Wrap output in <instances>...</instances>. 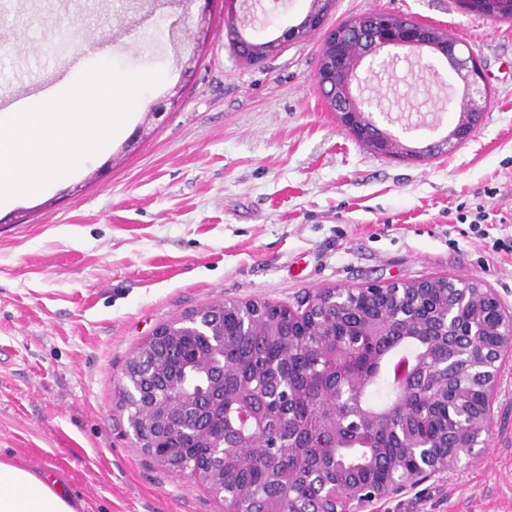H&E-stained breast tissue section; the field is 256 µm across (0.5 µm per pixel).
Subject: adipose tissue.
Here are the masks:
<instances>
[{
  "mask_svg": "<svg viewBox=\"0 0 512 512\" xmlns=\"http://www.w3.org/2000/svg\"><path fill=\"white\" fill-rule=\"evenodd\" d=\"M84 508L57 476L0 458V512H83Z\"/></svg>",
  "mask_w": 512,
  "mask_h": 512,
  "instance_id": "ef3b65f1",
  "label": "adipose tissue"
}]
</instances>
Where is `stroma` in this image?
I'll use <instances>...</instances> for the list:
<instances>
[{
  "label": "stroma",
  "instance_id": "1",
  "mask_svg": "<svg viewBox=\"0 0 512 512\" xmlns=\"http://www.w3.org/2000/svg\"><path fill=\"white\" fill-rule=\"evenodd\" d=\"M309 8L0 0V102L101 56L123 73L163 74L104 156L0 214V456L59 475L86 512H224L204 484L137 447L123 409L129 360L172 318L225 299L296 310L325 288L442 275L482 281L512 311V21L457 0H335L326 27L388 12L447 32L482 68L488 101L472 138L406 160L338 123L315 81L322 33L281 42ZM231 14L247 40L278 49L240 61ZM358 75L364 97L441 115L411 145L457 121L460 81L442 56L400 58L391 79L365 65ZM175 88L165 121L147 122ZM481 207L479 236L469 224ZM377 512H512V363L484 455Z\"/></svg>",
  "mask_w": 512,
  "mask_h": 512
}]
</instances>
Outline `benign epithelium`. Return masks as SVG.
I'll return each mask as SVG.
<instances>
[{
  "mask_svg": "<svg viewBox=\"0 0 512 512\" xmlns=\"http://www.w3.org/2000/svg\"><path fill=\"white\" fill-rule=\"evenodd\" d=\"M430 50L448 58L463 84L457 101L459 116L457 123L442 139L444 149H454L467 142L480 125L485 112L482 101L485 95L481 85L483 74L473 63L472 56L463 57L458 53L457 42L441 38L418 23H402L387 12H373L357 26L354 33L342 41L333 36L326 44L328 61L317 71L318 85L330 91L337 101L338 122L361 141H372L371 149L378 154L398 157L409 153L419 157L432 149L427 144L413 148L402 143L395 135L381 129L372 118L370 101L361 93L354 92L359 83L357 74L362 61L376 59L401 51ZM461 286V292L447 302L448 358L429 369L417 364L400 383L399 403L415 399L425 391H433L438 386L437 373L465 375L476 381L474 388L461 399V403L448 408L454 430L439 444L441 450H434L431 442H420L407 428L401 434L414 448L413 471L396 469L393 482L382 489L365 488L352 500L336 495V490L321 488L315 505L309 509L283 507L276 512H328L323 503L335 505L334 512H371L373 506L395 494L402 493L420 481H427L442 473L456 469L467 458H474L487 449L485 435L493 422V401L497 378L503 363L512 357V312L497 309L495 330L499 335L496 347L489 353L475 350L477 336L489 329L484 320L459 325L458 317L466 312L473 314L481 305H500L496 293L479 281L434 277L407 283L364 284L343 288H328L320 291L310 300L302 312L284 311L279 307L253 302L257 313H273L277 321L288 322L285 339L294 342L305 335L309 323L317 319L321 301L328 295L336 304V312L343 313L351 307L350 299L364 296L382 304L380 316L360 325V336H412L428 335L430 323L416 315L422 301L440 285ZM168 339L164 327L154 330L138 348L135 363L129 365L123 374V395L129 411V425L134 438L148 454L173 470L186 473L189 477L208 485L215 496L224 499V512H240L238 492L224 487V461L233 457L243 464H249L254 456L248 452L247 444L239 437L228 439L222 435L211 437L212 423L224 417L225 406L237 407L242 426L260 436L266 427L273 423L266 397L254 391L247 383L240 384L233 392L224 389V363H216L208 358L193 359L195 369L206 372L208 383L206 392L198 394L188 391L175 382L159 383L154 378L157 353ZM359 344L346 340L328 346V359L333 364L335 393L324 403L327 413L326 427L331 435L345 432L360 434L377 426H393L394 411L398 403L383 409H371L361 404L353 413H343L338 403L352 388L363 385L366 378L361 375L356 356ZM194 431L202 438H210L208 448L200 451V459H195V448L181 446L182 435Z\"/></svg>",
  "mask_w": 512,
  "mask_h": 512,
  "instance_id": "benign-epithelium-1",
  "label": "benign epithelium"
}]
</instances>
